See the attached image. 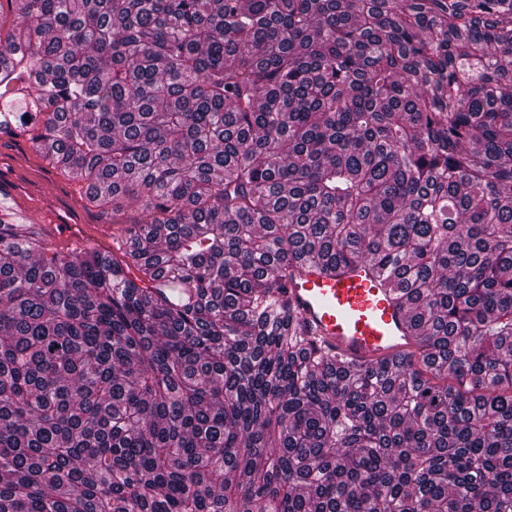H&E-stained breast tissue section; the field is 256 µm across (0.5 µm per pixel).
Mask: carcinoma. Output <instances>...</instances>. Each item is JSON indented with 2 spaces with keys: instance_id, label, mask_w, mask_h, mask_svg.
Listing matches in <instances>:
<instances>
[{
  "instance_id": "1",
  "label": "carcinoma",
  "mask_w": 512,
  "mask_h": 512,
  "mask_svg": "<svg viewBox=\"0 0 512 512\" xmlns=\"http://www.w3.org/2000/svg\"><path fill=\"white\" fill-rule=\"evenodd\" d=\"M0 133L112 252L0 195V512H512V0H10ZM368 262L414 349L312 336ZM390 288L366 262L343 266L327 276L296 264L288 300L315 336L356 363L369 364L413 348L406 315Z\"/></svg>"
}]
</instances>
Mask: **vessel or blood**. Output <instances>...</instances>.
Masks as SVG:
<instances>
[{
	"mask_svg": "<svg viewBox=\"0 0 512 512\" xmlns=\"http://www.w3.org/2000/svg\"><path fill=\"white\" fill-rule=\"evenodd\" d=\"M287 292L315 336L354 362L368 364L413 347L404 310L369 263L340 267L332 276L298 264Z\"/></svg>",
	"mask_w": 512,
	"mask_h": 512,
	"instance_id": "b4317fda",
	"label": "vessel or blood"
}]
</instances>
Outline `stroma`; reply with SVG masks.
<instances>
[{"label": "stroma", "instance_id": "35a3bbf8", "mask_svg": "<svg viewBox=\"0 0 512 512\" xmlns=\"http://www.w3.org/2000/svg\"><path fill=\"white\" fill-rule=\"evenodd\" d=\"M14 183L13 204L23 215L42 224L55 245L89 241L112 247V227L99 223L80 200V182L47 171L27 140L0 135V177Z\"/></svg>", "mask_w": 512, "mask_h": 512}]
</instances>
